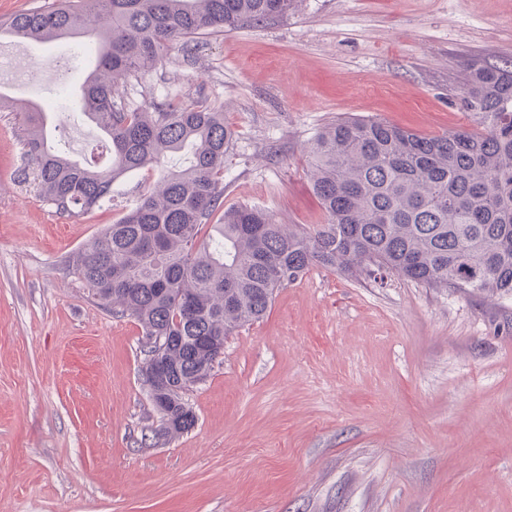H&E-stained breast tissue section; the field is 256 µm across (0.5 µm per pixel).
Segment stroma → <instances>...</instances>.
Wrapping results in <instances>:
<instances>
[{
  "mask_svg": "<svg viewBox=\"0 0 512 512\" xmlns=\"http://www.w3.org/2000/svg\"><path fill=\"white\" fill-rule=\"evenodd\" d=\"M511 58L512 0H296L170 51L127 95L221 110L225 207L309 231L324 215L306 150L326 126L476 127L473 66ZM5 93L0 512H512V295L312 269L185 392L194 428L141 446L159 425L141 329L92 302L67 259L159 173L62 219L22 181L21 116L50 112L63 154L95 168L103 136L52 73Z\"/></svg>",
  "mask_w": 512,
  "mask_h": 512,
  "instance_id": "1",
  "label": "stroma"
}]
</instances>
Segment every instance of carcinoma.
Wrapping results in <instances>:
<instances>
[{
    "instance_id": "cac0c4a2",
    "label": "carcinoma",
    "mask_w": 512,
    "mask_h": 512,
    "mask_svg": "<svg viewBox=\"0 0 512 512\" xmlns=\"http://www.w3.org/2000/svg\"><path fill=\"white\" fill-rule=\"evenodd\" d=\"M294 2L53 0L0 18V38L94 41L97 65L72 102L106 138L111 165L71 161L48 144L40 108L23 116L24 181L56 213L87 214L112 200L119 181L162 167L158 191H142L69 259L96 300L141 327L156 438L194 427L183 394L206 379L199 356L263 319L277 290L313 267L512 295V60L472 70L465 102L478 131L425 137L359 119L325 128L308 149L325 214L310 232L248 206L221 210L233 138L224 113L175 98L150 109L119 92L173 45L285 16ZM183 152L186 168H164Z\"/></svg>"
}]
</instances>
